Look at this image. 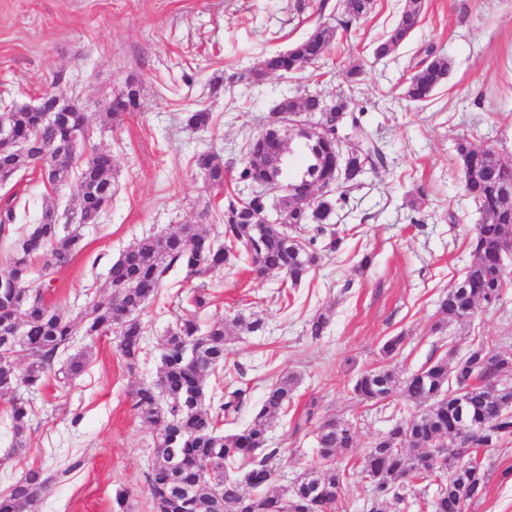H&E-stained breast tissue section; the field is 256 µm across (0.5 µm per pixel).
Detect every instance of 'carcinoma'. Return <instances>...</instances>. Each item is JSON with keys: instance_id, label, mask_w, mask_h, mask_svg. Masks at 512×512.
Returning <instances> with one entry per match:
<instances>
[{"instance_id": "cac0c4a2", "label": "carcinoma", "mask_w": 512, "mask_h": 512, "mask_svg": "<svg viewBox=\"0 0 512 512\" xmlns=\"http://www.w3.org/2000/svg\"><path fill=\"white\" fill-rule=\"evenodd\" d=\"M372 8L373 0H343L338 26L348 28ZM422 11L423 0H405L398 20L377 43L374 54L385 57L407 41ZM335 39V27L320 25L303 41L286 51L265 55L250 71L232 78L250 81L302 72L324 58ZM418 66L403 94L422 103L447 81L451 60L430 46ZM141 94L139 82L129 79L105 111L114 119L134 112ZM277 107L310 123L324 115L332 122V115L349 113L350 145L338 153L333 126L324 137L303 135L301 149L307 164L292 174L293 152L277 153L275 131L249 137L235 179L257 190L244 199L230 195L224 202L223 246L215 247L208 234L190 224L165 235L145 236L112 262L109 299L72 318L44 301L50 286L31 287L33 264L41 261L45 269L61 267L80 250V226L98 223L112 201V154L91 149L72 183L78 147L90 141V128L84 129L78 146L73 147L63 130L42 122L39 113L28 112L23 105L3 114L20 136L40 141L48 185H73L76 200L70 210L75 225L60 224L61 215L52 204L38 223L15 238L11 237L15 198L0 207V237L12 239L11 253L0 268V394L9 395L16 447H25L29 426L28 406L17 391L42 384L59 350L72 336L114 333L128 369H134L144 335L141 314L158 295L171 267L184 268L191 280L209 278L224 269L234 250L241 247L253 266L283 275L284 283L295 288L317 265L320 252L339 247L342 238L329 228L331 218L350 205L351 192L362 185L366 175L387 171V156L364 123V109L352 107L343 96L287 97ZM211 119V113L196 109L187 113L185 126L191 131L206 130ZM456 153L464 171V191L479 206L484 221L477 225L470 242L472 263L439 302V318L431 327L434 332L453 322H466L480 306H492L501 299L506 278L494 247L512 236V194L505 189L512 160L502 159L489 146L476 145L466 137L458 140ZM338 160L346 182L329 188ZM196 166L209 190L224 191L229 170L222 156L211 150L201 152L196 155ZM29 171H39L30 152L18 147L0 154V185ZM277 183L304 185L310 188L313 201L305 209L288 207L284 224H265L261 217L270 213L268 192ZM329 324L330 315L318 313L309 321L308 333L317 340ZM263 329L262 319L238 313L217 319L204 329L194 317L182 316L166 334L158 379L139 385L133 396L135 414L153 428L155 459L146 484L158 512H337L343 485L352 476L339 453L356 447V423L335 415L318 419L316 405H310L305 417L308 422L317 420L315 441L323 469L303 472L286 492L276 485L283 449L261 450L259 444L271 421L292 401L296 377L284 375L272 382L251 421L236 433H224L221 425L237 416L245 390L236 388L215 404L205 403L206 380L224 367L229 342L242 332L255 334ZM403 344L402 336L386 340L381 347L383 359L393 360ZM19 349L27 355L22 368L13 359ZM84 367L82 354L62 363L54 373L55 388L67 391ZM510 377L512 347L484 345L456 358L451 366L448 358L442 357L406 375L386 366L360 372L349 388L356 401L384 409L385 400L398 388L404 404L420 408L413 419L393 423L360 456L359 473L372 478L369 512H387L389 506L403 504L412 482L435 486L433 498L425 502L432 512H464L467 503L483 498L488 474L473 453L512 444ZM451 387L465 390L464 403L448 395ZM47 483L41 470H28L9 494L0 495V512L34 507Z\"/></svg>"}]
</instances>
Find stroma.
<instances>
[{"instance_id":"stroma-1","label":"stroma","mask_w":512,"mask_h":512,"mask_svg":"<svg viewBox=\"0 0 512 512\" xmlns=\"http://www.w3.org/2000/svg\"><path fill=\"white\" fill-rule=\"evenodd\" d=\"M403 4L375 0L366 20L338 31L314 68L229 85L224 75L340 19L342 0H0V103H32L46 89L78 99L92 145L112 154L107 212L83 229L69 264L33 270L35 284L51 282L48 296L65 316L108 298L112 262L142 237L194 224L223 243L220 202L194 156L214 150L239 158L283 97L346 96L365 110L389 160L386 173L366 177L353 191V209L334 216L342 243L322 252L298 287H284L276 273H250L241 256L207 279L209 303L193 311L178 303L186 272L173 267L142 315L144 352L135 369H128L113 337L76 336L59 358L82 352L87 364L68 393H59L49 376L38 389L20 392L30 409L22 448L15 445L9 402L0 396V494L39 468L50 483L34 512H154L145 483L154 461L152 430L136 417L133 393L156 379L166 332L184 313H195L204 326L238 313L264 319L262 333L230 342L224 369L207 380L206 392L246 390L237 419L224 425L234 433L251 420L268 383L296 376L288 411L268 434L269 447L285 451L283 489L320 464L315 425L304 417L309 406L357 422L353 462L391 420L416 415L412 406L392 416L350 398L357 374L382 365L380 348L389 337L405 338L392 362L401 373L484 343L512 345V258L505 261L509 277L496 306L479 309L465 324L430 330L439 300L472 260L470 240L484 220L462 190L455 142L466 137L512 157V0H424L412 37L390 56L375 58V43ZM430 44L450 58L451 70L428 101L414 104L403 98L402 86ZM352 67L361 71L354 87L345 77ZM131 77L142 85L140 111L108 120L105 98ZM214 80L222 83L215 94L209 90ZM197 108L212 114L203 132L183 123ZM13 191L20 232L39 222L46 203L74 204L69 188L54 191L30 175ZM367 254L373 262L360 269ZM322 311L331 323L314 340L307 324ZM477 459L489 472L487 493L466 512H512V445L480 449ZM122 489L128 495L119 506L115 494Z\"/></svg>"}]
</instances>
